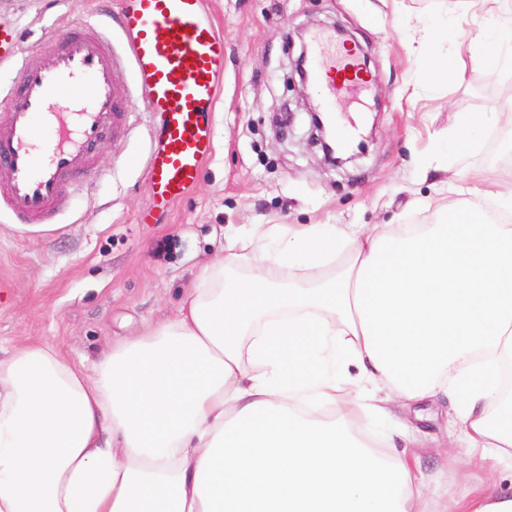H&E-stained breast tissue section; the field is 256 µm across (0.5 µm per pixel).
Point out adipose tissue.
I'll use <instances>...</instances> for the list:
<instances>
[{
	"label": "adipose tissue",
	"mask_w": 512,
	"mask_h": 512,
	"mask_svg": "<svg viewBox=\"0 0 512 512\" xmlns=\"http://www.w3.org/2000/svg\"><path fill=\"white\" fill-rule=\"evenodd\" d=\"M498 69L512 23L470 39ZM466 114L445 149L489 130ZM338 273L277 281L267 265ZM512 224L467 200L432 224L367 233L304 224L231 236L174 319L105 351L93 373L48 344L0 355V512H424L397 448L325 406L356 366L402 400L443 395L470 447L512 457Z\"/></svg>",
	"instance_id": "adipose-tissue-1"
}]
</instances>
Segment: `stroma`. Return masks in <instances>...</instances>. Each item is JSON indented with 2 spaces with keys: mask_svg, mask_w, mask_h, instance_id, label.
<instances>
[{
  "mask_svg": "<svg viewBox=\"0 0 512 512\" xmlns=\"http://www.w3.org/2000/svg\"><path fill=\"white\" fill-rule=\"evenodd\" d=\"M117 0H0L23 47L68 31ZM224 36V86L213 114L215 150L199 185L154 208L144 166L156 117L133 113L125 141L105 138L101 171L72 190L60 227L24 235L0 214V352L43 342L91 367L112 343L179 312L205 264L223 256L231 230L264 224H364L391 229L431 223L437 208L474 197L473 173L512 168V66L488 72L462 35L512 21V0H207ZM455 29L439 47L458 78L426 79L430 24ZM345 29L367 57L361 95L366 154L341 168L323 164L309 140L307 107L318 96L292 74L299 28ZM495 111V134L458 158L439 154L466 112ZM407 425L417 478L431 512H458L471 498L512 494V463L480 462L466 447L448 399L393 400Z\"/></svg>",
  "mask_w": 512,
  "mask_h": 512,
  "instance_id": "stroma-1",
  "label": "stroma"
}]
</instances>
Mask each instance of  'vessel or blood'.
Segmentation results:
<instances>
[{
  "label": "vessel or blood",
  "instance_id": "b4317fda",
  "mask_svg": "<svg viewBox=\"0 0 512 512\" xmlns=\"http://www.w3.org/2000/svg\"><path fill=\"white\" fill-rule=\"evenodd\" d=\"M117 32L94 18L22 50L17 27L0 25V212L16 224H49L70 188L97 168L109 135L125 138L133 112L159 116L146 177L166 207L195 187L214 150L211 114L224 76V36L206 0H121ZM318 108L336 118L340 98L363 87L355 49L314 34ZM130 70L132 83L118 81Z\"/></svg>",
  "mask_w": 512,
  "mask_h": 512
}]
</instances>
